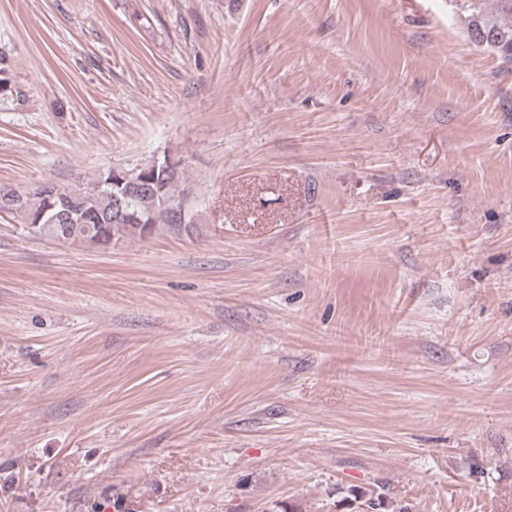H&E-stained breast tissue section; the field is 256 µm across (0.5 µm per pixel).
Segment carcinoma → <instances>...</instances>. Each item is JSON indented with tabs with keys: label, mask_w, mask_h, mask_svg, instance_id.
<instances>
[{
	"label": "carcinoma",
	"mask_w": 512,
	"mask_h": 512,
	"mask_svg": "<svg viewBox=\"0 0 512 512\" xmlns=\"http://www.w3.org/2000/svg\"><path fill=\"white\" fill-rule=\"evenodd\" d=\"M499 11L508 17L503 22L496 17L482 13L478 3L471 4L473 12L468 26L470 39L512 62V0H497ZM123 169L105 171L91 185L76 203L77 212L85 217V222L76 224L69 219V208L64 202L69 200L71 189L56 183H49L50 193L40 185L28 189L24 206L9 213L11 220L22 225L36 223L43 214L59 216L65 225L62 242H89L92 231H97L107 240L116 242L123 238H145L151 235L155 226L163 225L177 232L191 233L195 229L194 216L186 208L182 197L176 195V187L183 181V171L172 169L162 163L156 166L144 165L138 171L141 179L152 189L148 199L142 196H124L122 185ZM123 198V212L112 210V195ZM351 501L365 505L368 512H409L408 508L392 500L384 487L373 488L354 486L348 489Z\"/></svg>",
	"instance_id": "1"
}]
</instances>
